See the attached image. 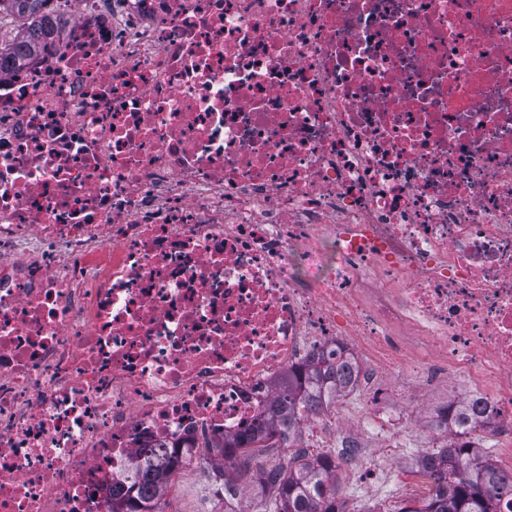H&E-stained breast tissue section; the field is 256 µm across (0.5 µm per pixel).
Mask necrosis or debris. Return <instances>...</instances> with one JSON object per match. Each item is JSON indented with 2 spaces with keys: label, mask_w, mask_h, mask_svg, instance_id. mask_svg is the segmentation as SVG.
Segmentation results:
<instances>
[{
  "label": "necrosis or debris",
  "mask_w": 512,
  "mask_h": 512,
  "mask_svg": "<svg viewBox=\"0 0 512 512\" xmlns=\"http://www.w3.org/2000/svg\"><path fill=\"white\" fill-rule=\"evenodd\" d=\"M71 3L0 73V512H112L323 351L356 497L441 441L512 482V0Z\"/></svg>",
  "instance_id": "necrosis-or-debris-1"
}]
</instances>
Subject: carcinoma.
Masks as SVG:
<instances>
[{
	"label": "carcinoma",
	"instance_id": "carcinoma-1",
	"mask_svg": "<svg viewBox=\"0 0 512 512\" xmlns=\"http://www.w3.org/2000/svg\"><path fill=\"white\" fill-rule=\"evenodd\" d=\"M51 0H0V12L28 20L38 16ZM39 51L38 44L24 37L0 47V71L22 66ZM336 367L326 362L310 365L305 376L288 378L280 395L281 411L271 433L260 426L239 435L232 443L254 461L247 446L288 448V458L275 467L256 466V478L271 487L272 493L261 501L257 512H346L336 491V464L327 456L308 459L292 450L290 438L297 422V410L306 403V388L323 386L336 377ZM432 469L435 488L417 505H406L399 512H501V502L512 497V485L506 483L494 465L472 448H442L424 459ZM176 456L151 454L137 462L128 486L112 495V512H162L160 503L171 485L172 475L180 470ZM213 494L224 501V487L235 485L220 465L213 474Z\"/></svg>",
	"mask_w": 512,
	"mask_h": 512
}]
</instances>
